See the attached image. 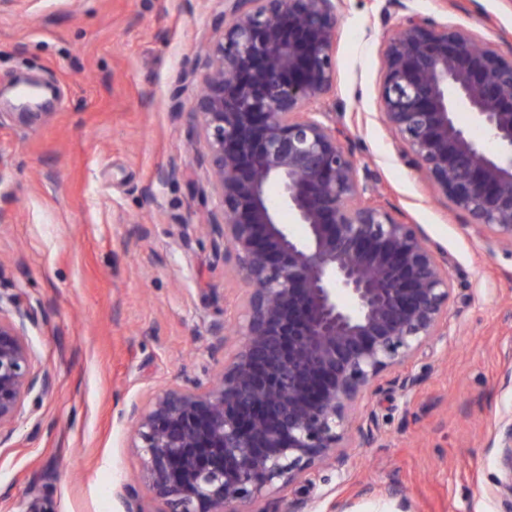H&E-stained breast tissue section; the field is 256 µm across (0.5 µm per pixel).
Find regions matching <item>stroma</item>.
<instances>
[{
    "label": "stroma",
    "instance_id": "1",
    "mask_svg": "<svg viewBox=\"0 0 512 512\" xmlns=\"http://www.w3.org/2000/svg\"><path fill=\"white\" fill-rule=\"evenodd\" d=\"M221 0H8L0 6V94L24 78L55 95L25 125L0 101V292L40 301L30 331L50 396L0 439V512H125L140 459L120 413L153 390L217 369L209 326L244 321L241 285L199 233L215 202L177 108ZM512 54V0H343L336 83L326 98L382 204L448 256L447 344L420 353L421 384L370 403L381 433L346 474L318 467L278 494L311 512H501L487 437L512 393V251L487 243L401 155L383 121L384 50L406 12ZM178 165L181 176L159 181ZM183 239H175L179 225ZM378 496H360L361 488ZM396 496H386V489Z\"/></svg>",
    "mask_w": 512,
    "mask_h": 512
}]
</instances>
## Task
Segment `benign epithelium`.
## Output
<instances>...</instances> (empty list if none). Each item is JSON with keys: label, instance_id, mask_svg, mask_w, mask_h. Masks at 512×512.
I'll return each instance as SVG.
<instances>
[{"label": "benign epithelium", "instance_id": "obj_1", "mask_svg": "<svg viewBox=\"0 0 512 512\" xmlns=\"http://www.w3.org/2000/svg\"><path fill=\"white\" fill-rule=\"evenodd\" d=\"M341 0H224L187 117L215 207L201 230L246 286L244 323L209 326L222 369L126 406L141 458L126 512H277L273 494L315 467L348 468L351 430L377 438L369 398L419 385L409 367L448 339V258L417 224L366 197L345 127L312 112L332 90ZM382 116L432 188L512 250V55L409 13L384 52ZM469 113L463 125L457 114ZM288 210L298 235L281 222ZM40 301L0 295V435L53 392L27 339ZM495 496L512 512V406L488 438Z\"/></svg>", "mask_w": 512, "mask_h": 512}]
</instances>
